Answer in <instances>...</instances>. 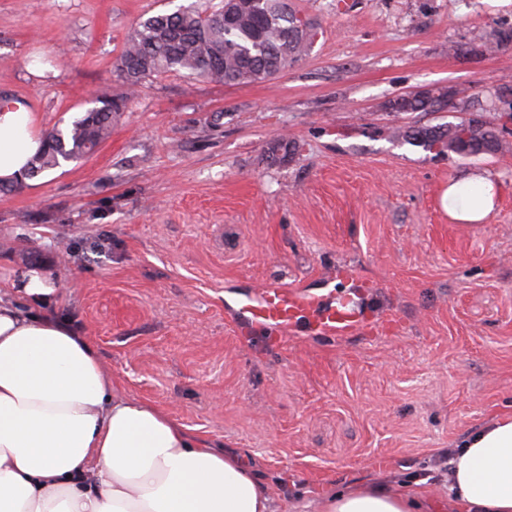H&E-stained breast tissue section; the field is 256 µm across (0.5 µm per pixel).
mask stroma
Here are the masks:
<instances>
[{
	"instance_id": "35a3bbf8",
	"label": "stroma",
	"mask_w": 512,
	"mask_h": 512,
	"mask_svg": "<svg viewBox=\"0 0 512 512\" xmlns=\"http://www.w3.org/2000/svg\"><path fill=\"white\" fill-rule=\"evenodd\" d=\"M191 0H0V96L48 132L88 97L127 98L93 153L0 192V297L49 274L55 318L116 389L266 477L280 512L382 477L448 501V450L512 415V133L464 158L390 139L458 112H385L410 91L512 87V2L291 0L310 52L226 86L181 72L129 94L115 64L142 18ZM287 141L290 153L271 152ZM499 182L483 224L450 221L449 179ZM358 299L367 330L239 335L267 281Z\"/></svg>"
}]
</instances>
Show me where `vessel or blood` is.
Returning <instances> with one entry per match:
<instances>
[{
	"mask_svg": "<svg viewBox=\"0 0 512 512\" xmlns=\"http://www.w3.org/2000/svg\"><path fill=\"white\" fill-rule=\"evenodd\" d=\"M301 316L318 336H347L364 325L348 299L329 301L297 288L267 284L237 302V327L243 334L259 327L283 335Z\"/></svg>",
	"mask_w": 512,
	"mask_h": 512,
	"instance_id": "obj_1",
	"label": "vessel or blood"
}]
</instances>
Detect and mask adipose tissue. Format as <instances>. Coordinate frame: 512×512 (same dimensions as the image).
Wrapping results in <instances>:
<instances>
[{"mask_svg": "<svg viewBox=\"0 0 512 512\" xmlns=\"http://www.w3.org/2000/svg\"><path fill=\"white\" fill-rule=\"evenodd\" d=\"M44 136L27 107H0V183L24 178ZM499 185L487 172L449 180L441 202L484 223ZM30 308L0 299V512H279L242 457L190 435L167 411L118 393L71 324L36 314L54 288L31 271ZM452 512H512V417L458 441L448 461ZM426 494L382 481L321 498L316 512H424Z\"/></svg>", "mask_w": 512, "mask_h": 512, "instance_id": "adipose-tissue-1", "label": "adipose tissue"}]
</instances>
